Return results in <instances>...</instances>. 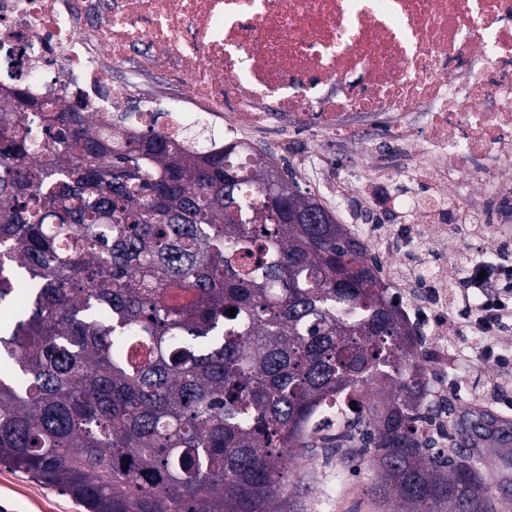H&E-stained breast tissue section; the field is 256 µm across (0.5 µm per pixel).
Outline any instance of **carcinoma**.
Wrapping results in <instances>:
<instances>
[{"mask_svg":"<svg viewBox=\"0 0 512 512\" xmlns=\"http://www.w3.org/2000/svg\"><path fill=\"white\" fill-rule=\"evenodd\" d=\"M0 96V309L26 306L0 327V464L87 512H295L299 452L353 444L397 512H497L474 447L419 429L430 372L378 259L334 219L281 221L273 153L246 147L226 187L206 129ZM283 193L321 207L291 178ZM342 397L346 431L310 439Z\"/></svg>","mask_w":512,"mask_h":512,"instance_id":"cac0c4a2","label":"carcinoma"}]
</instances>
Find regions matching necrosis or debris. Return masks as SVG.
<instances>
[{"mask_svg": "<svg viewBox=\"0 0 512 512\" xmlns=\"http://www.w3.org/2000/svg\"><path fill=\"white\" fill-rule=\"evenodd\" d=\"M159 71L162 103L136 81ZM16 79L34 99L133 112L176 139L283 116L333 136L348 112L385 116L391 141L431 162L430 192L397 201L415 224L439 239L447 217L479 223L478 194L512 220L483 166L512 167V0H0V84Z\"/></svg>", "mask_w": 512, "mask_h": 512, "instance_id": "1", "label": "necrosis or debris"}]
</instances>
